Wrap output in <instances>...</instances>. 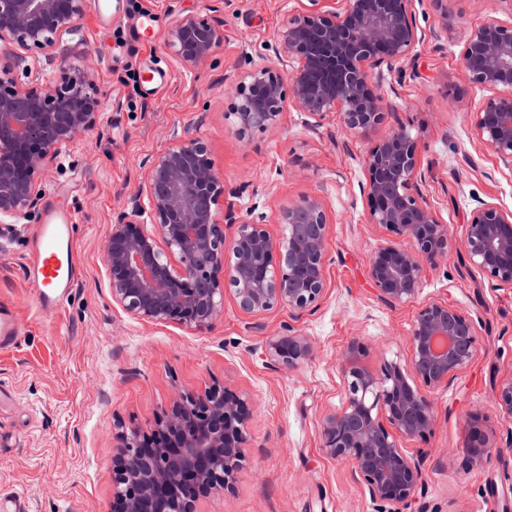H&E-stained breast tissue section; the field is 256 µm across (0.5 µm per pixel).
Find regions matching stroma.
<instances>
[{
  "mask_svg": "<svg viewBox=\"0 0 512 512\" xmlns=\"http://www.w3.org/2000/svg\"><path fill=\"white\" fill-rule=\"evenodd\" d=\"M307 0H102L64 36L59 53L27 56V85L72 72L89 48L97 59L101 115L80 143L42 178L59 188L58 206L73 210L79 278L60 309L39 311L25 275L41 211L0 231V303L10 304L22 333L0 347V497L20 498L25 512H111L112 456L118 435L152 434L180 393L204 395L220 385L252 403L246 462L232 490L203 499L199 512H379L348 461L330 457L321 421L344 402L342 355L377 372L410 359L409 332L418 304L452 296L477 323L479 352L446 386L428 390L435 424L404 441L423 458V485L401 512H512V419L492 406L495 387L512 377V289L496 288L471 267L462 247L426 267L415 302L391 306L369 278L367 256L388 238L371 223L361 192L363 159L374 139L349 134L339 113L314 126L306 113L285 112L275 130L239 135L224 88L272 42ZM458 13L446 26L433 0H416L424 34L402 71L387 74L394 106L386 128L405 127L420 145L424 192L461 239L472 209L485 200L512 210V172L473 132L469 113L485 98L460 77L459 53L469 28L496 17L512 23V0L487 9L480 0H448ZM212 19L224 42L207 61L182 64L167 47L181 13ZM170 72L161 85L151 69ZM203 139L232 193L241 219L263 218L281 234L278 211L319 197L330 218V291L311 313L293 319L278 307L248 321L225 300L211 329L155 325L113 305L102 245L114 216L130 210L146 160L173 136ZM306 336L311 360L291 369L272 361L270 338L285 326ZM498 445L469 463L470 416Z\"/></svg>",
  "mask_w": 512,
  "mask_h": 512,
  "instance_id": "obj_1",
  "label": "stroma"
}]
</instances>
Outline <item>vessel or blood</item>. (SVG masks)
Masks as SVG:
<instances>
[{"mask_svg": "<svg viewBox=\"0 0 512 512\" xmlns=\"http://www.w3.org/2000/svg\"><path fill=\"white\" fill-rule=\"evenodd\" d=\"M72 227L73 216L69 211L48 204L25 264L37 304L46 311L57 310L78 279Z\"/></svg>", "mask_w": 512, "mask_h": 512, "instance_id": "vessel-or-blood-1", "label": "vessel or blood"}]
</instances>
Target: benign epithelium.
Instances as JSON below:
<instances>
[{"label": "benign epithelium", "instance_id": "benign-epithelium-1", "mask_svg": "<svg viewBox=\"0 0 512 512\" xmlns=\"http://www.w3.org/2000/svg\"><path fill=\"white\" fill-rule=\"evenodd\" d=\"M311 8L280 30L266 53L229 88L232 116L243 135L277 127L284 112H305L319 125L340 113L354 136L371 137L383 124L388 103L385 73L405 61L422 34L414 0H309ZM91 0H0V45L25 52L55 50L79 32ZM223 31L197 14L179 17L168 46L185 65L208 60ZM289 63L281 72L277 63ZM462 78L486 92L471 111L478 140L512 172V24L495 19L469 30L460 50ZM75 75L23 87L0 69V222L37 207L41 173L96 125L100 90L96 62L83 52ZM370 221L392 238L369 257V275L389 305L413 301L425 265L453 250L424 191L419 142L404 128L380 136L363 161ZM148 206L113 219L103 244L112 302L145 322L176 323L198 331L212 327L231 296L247 316L286 306L296 319L328 293V217L322 202L305 196L279 213L285 231L276 237L264 224L243 221L224 201V180L199 138H173L147 167ZM224 217H219V209ZM232 227V236L225 228ZM463 248L469 264L494 286L512 288V210L481 202L466 224ZM410 360L387 363L374 373L343 356L344 403L322 418L323 448L351 463L354 478L384 512H398L422 485L420 461L402 446L426 435L435 423L425 389L450 383L478 354L474 320L445 299L421 305L409 336ZM273 361L295 369L309 361L308 340L286 333L270 340ZM494 405L512 417V378L495 388ZM252 410L226 387L202 396L178 394L162 412L149 441L121 435L112 455V512H197L200 500L232 489L246 460ZM472 462L484 459L495 439L473 418Z\"/></svg>", "mask_w": 512, "mask_h": 512}]
</instances>
